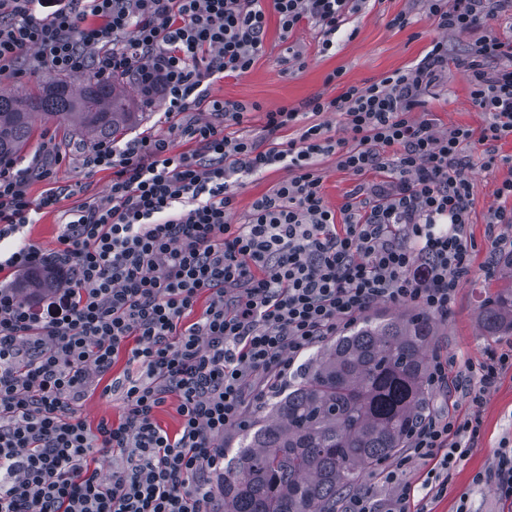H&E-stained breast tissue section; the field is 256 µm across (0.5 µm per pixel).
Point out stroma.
<instances>
[{
  "label": "stroma",
  "mask_w": 512,
  "mask_h": 512,
  "mask_svg": "<svg viewBox=\"0 0 512 512\" xmlns=\"http://www.w3.org/2000/svg\"><path fill=\"white\" fill-rule=\"evenodd\" d=\"M410 17V25L400 28L392 20L398 14ZM438 30L425 16L424 0H369L361 13L351 17L347 31L336 36V48L328 54L317 50V33L303 27L290 37H282L276 15H269L265 48L253 67L239 77L215 82L211 97L259 103L261 109L250 120L254 138H262L263 114L283 106L296 107L316 95L336 97L343 86H364L387 73L414 65L426 53ZM473 36L449 38L448 52L454 59L444 83L433 87L426 108L438 129L458 125L480 129L485 115L470 99L467 75L459 62L472 52ZM290 45L302 46L307 55L304 69H285L282 59ZM341 71L339 83L326 84V76ZM65 126L59 121H36L34 134L15 162L16 169L31 167L42 149L61 154L54 181L30 179L27 193L39 199L47 189H56L58 203L38 214L28 229V237L45 252L57 250L59 224L63 213L84 201L106 195L112 181L108 170H91L84 166L86 146L65 141ZM317 167L323 177V193L327 204L341 208L358 179L337 170L335 157L319 158ZM473 207L470 216V235L474 242L472 273L447 316L438 318V334L432 350L448 359L449 378L458 381L468 376V365L486 358L491 352L512 349L511 336L485 335L478 322L483 301L489 294L492 270L487 269V254L492 236L487 224L488 209L494 203V190L503 180L512 179V167L499 166L495 172H485L473 165L469 172ZM287 170L271 167L262 174L239 178L236 186V213H244L252 202L279 182L287 179ZM430 411L451 410L463 417H479L481 434L468 455L448 478V490L438 497L425 499L423 512H457L466 505L469 512H512V503L497 497L488 487L475 485L477 472L491 468L502 441H512V369L503 372L496 385L486 394L482 407H473L460 392L433 395Z\"/></svg>",
  "instance_id": "stroma-1"
}]
</instances>
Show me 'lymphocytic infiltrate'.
I'll return each mask as SVG.
<instances>
[{
	"label": "lymphocytic infiltrate",
	"instance_id": "lymphocytic-infiltrate-1",
	"mask_svg": "<svg viewBox=\"0 0 512 512\" xmlns=\"http://www.w3.org/2000/svg\"><path fill=\"white\" fill-rule=\"evenodd\" d=\"M364 2L54 0L40 18L33 0H0V76H21L29 64L123 74L145 98L160 95L167 125L94 146L84 163L111 170L108 192L67 213L49 254L27 241V229L58 198L32 201L27 181L54 179L53 163L26 172L0 164V242H14L0 250V272L61 283L39 300L0 285V512H223L224 434L247 427V408L261 405L298 358L382 302L447 316L472 268L465 153L478 152L491 170L505 160L500 143L512 140V40L493 27L512 0H425L441 36L416 64L300 109L263 112V142L178 120L203 103L237 126L260 110L211 98L210 87L251 69L267 11L283 35L316 28L325 53ZM471 33L476 47L462 66L485 124L440 131L414 119L448 72L449 37ZM304 109L339 113L343 137L314 123L282 139ZM183 140L195 150L177 151ZM325 155L359 178L338 211L316 167ZM275 164L288 178L231 222L233 176ZM494 196L488 224L505 250L512 179ZM204 292L208 306L185 323ZM122 354L124 376L102 385ZM511 368L512 353L470 364L472 405ZM100 385L120 394L123 418L92 429L77 409ZM171 397L181 417L173 435L155 418ZM480 429L475 417H426L405 453L380 470L381 494L356 492L345 512H410L419 492L442 495ZM94 450L119 454L110 474L89 465ZM415 462L430 467L420 484L408 478Z\"/></svg>",
	"mask_w": 512,
	"mask_h": 512
}]
</instances>
